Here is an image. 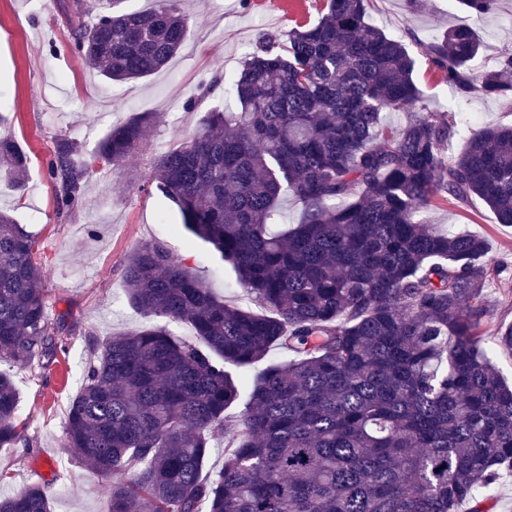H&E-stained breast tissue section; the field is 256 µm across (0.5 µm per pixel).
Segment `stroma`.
<instances>
[{"mask_svg": "<svg viewBox=\"0 0 512 512\" xmlns=\"http://www.w3.org/2000/svg\"><path fill=\"white\" fill-rule=\"evenodd\" d=\"M57 0H0V136L12 138L30 159L24 187L0 180V209L37 233L35 260L46 290L51 320H64L62 349L38 374L0 362L20 391L22 444L0 448V495L33 484H49L51 512H112L103 489L108 479L64 447L66 412L82 383V368L93 345L138 330L144 316L127 301L123 268L139 246H164L218 295L244 305L248 299L232 268L211 245L186 233L178 208L150 179L155 159L186 141L202 114L233 106L223 79L237 75L260 34L281 35L317 21L321 0H183L189 35L179 53L160 71L135 81L110 82L70 48L69 31ZM369 23L395 37L428 42L448 27L470 22L455 0H425L407 11L403 0H379ZM482 51L481 68L512 52V0L474 24ZM414 78L427 109L472 114L477 126L512 125V106L476 96L458 104L454 92L425 57H417ZM215 86L197 111L184 108L198 96L202 80ZM137 112H155L160 121L150 139L123 165L92 167L82 202L58 216L47 162L60 139L91 153L112 125ZM445 231L483 237L488 256L512 264V226L497 223L480 198L441 200L424 215Z\"/></svg>", "mask_w": 512, "mask_h": 512, "instance_id": "35a3bbf8", "label": "stroma"}]
</instances>
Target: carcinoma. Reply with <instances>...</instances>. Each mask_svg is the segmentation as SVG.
Returning a JSON list of instances; mask_svg holds the SVG:
<instances>
[{
  "label": "carcinoma",
  "instance_id": "cac0c4a2",
  "mask_svg": "<svg viewBox=\"0 0 512 512\" xmlns=\"http://www.w3.org/2000/svg\"><path fill=\"white\" fill-rule=\"evenodd\" d=\"M93 14L61 0L72 45L115 82L166 66L188 36L180 0ZM320 19L262 34L231 82L235 112L211 110L151 172L183 228L236 271L257 312L214 295L158 244L127 259V300L147 317L185 322L117 334L83 367L64 447L115 475L112 512H484L480 491L512 474V387L492 367L484 288L512 279L485 260L484 238L418 216L437 200L481 198L512 224V126L467 130L460 114L425 112L415 58L367 21L377 0H322ZM500 0H457L472 19ZM476 29L448 28L420 49L460 102L512 99V53L473 65ZM404 108L400 127L382 113ZM158 122L142 112L79 160L56 142L48 163L58 211L83 197L95 165L118 166ZM468 133L464 151L445 155ZM29 166L0 137V177L23 186ZM284 195L302 205L279 223ZM36 236L0 211V361L53 362L61 323L48 315ZM264 367L251 379L231 369ZM19 392L0 371V448L21 441ZM242 404L224 466L202 476L224 415ZM0 512H50L36 484Z\"/></svg>",
  "mask_w": 512,
  "mask_h": 512
}]
</instances>
